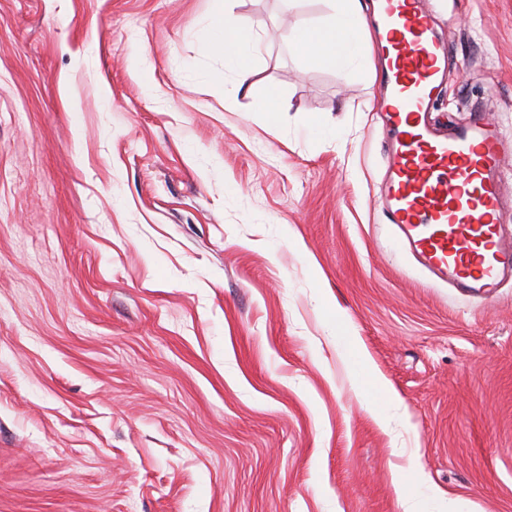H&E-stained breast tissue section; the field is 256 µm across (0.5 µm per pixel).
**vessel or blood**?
Segmentation results:
<instances>
[{
    "mask_svg": "<svg viewBox=\"0 0 512 512\" xmlns=\"http://www.w3.org/2000/svg\"><path fill=\"white\" fill-rule=\"evenodd\" d=\"M380 77L387 141L381 203L402 246L460 292L492 295L512 279V196L500 177V129L474 113L442 132L427 114L448 76V47L425 0H384Z\"/></svg>",
    "mask_w": 512,
    "mask_h": 512,
    "instance_id": "b4317fda",
    "label": "vessel or blood"
}]
</instances>
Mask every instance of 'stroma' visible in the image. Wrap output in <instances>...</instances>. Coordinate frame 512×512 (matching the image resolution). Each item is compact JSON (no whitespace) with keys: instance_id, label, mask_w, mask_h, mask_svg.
Listing matches in <instances>:
<instances>
[{"instance_id":"1","label":"stroma","mask_w":512,"mask_h":512,"mask_svg":"<svg viewBox=\"0 0 512 512\" xmlns=\"http://www.w3.org/2000/svg\"><path fill=\"white\" fill-rule=\"evenodd\" d=\"M433 114L512 141V0H431ZM328 0H0V512H512V284L435 282L379 204L375 68ZM280 91L274 121L252 110ZM230 0H213L212 20L204 33L206 48L224 56V65L235 70L242 81L251 76L252 62L256 50V37L250 27L224 23L226 3ZM330 12L317 25L297 24L283 38L315 67H344L353 57L371 64L372 35L359 0H329Z\"/></svg>"}]
</instances>
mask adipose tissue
Returning <instances> with one entry per match:
<instances>
[{"label": "adipose tissue", "instance_id": "ef3b65f1", "mask_svg": "<svg viewBox=\"0 0 512 512\" xmlns=\"http://www.w3.org/2000/svg\"><path fill=\"white\" fill-rule=\"evenodd\" d=\"M225 12V0H213L203 41L245 80L252 74L256 37L252 28L225 22ZM284 39L315 67L341 68L355 57L365 64L371 61L372 35L363 23L359 0H330V11L319 24L296 25Z\"/></svg>", "mask_w": 512, "mask_h": 512}]
</instances>
